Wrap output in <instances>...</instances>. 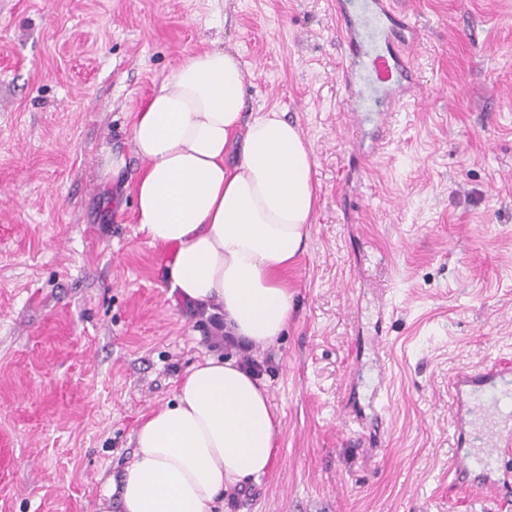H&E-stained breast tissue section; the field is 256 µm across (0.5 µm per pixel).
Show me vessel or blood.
Returning <instances> with one entry per match:
<instances>
[{"label": "vessel or blood", "mask_w": 512, "mask_h": 512, "mask_svg": "<svg viewBox=\"0 0 512 512\" xmlns=\"http://www.w3.org/2000/svg\"><path fill=\"white\" fill-rule=\"evenodd\" d=\"M371 7L389 23L383 35L393 45L390 54L370 55L347 0H336L337 31L346 50L340 77L343 103L346 111L361 112L363 103L354 86L367 69L376 81L390 85L387 109L394 112L415 95L411 66L415 29L397 0H372ZM448 396L455 406L449 473L458 483L479 485L483 492L512 495V468L503 464L512 457V367L494 363L459 369L448 378Z\"/></svg>", "instance_id": "b4317fda"}]
</instances>
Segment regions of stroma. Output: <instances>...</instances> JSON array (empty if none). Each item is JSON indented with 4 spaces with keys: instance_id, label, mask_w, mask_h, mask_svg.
Listing matches in <instances>:
<instances>
[{
    "instance_id": "1",
    "label": "stroma",
    "mask_w": 512,
    "mask_h": 512,
    "mask_svg": "<svg viewBox=\"0 0 512 512\" xmlns=\"http://www.w3.org/2000/svg\"><path fill=\"white\" fill-rule=\"evenodd\" d=\"M399 6L422 96L353 121L336 0H0V512H96L143 418L232 357L112 202L136 110L213 48L246 111L299 125L318 185L287 327L254 349L275 459L214 512H512L448 477L449 373L512 362V0Z\"/></svg>"
}]
</instances>
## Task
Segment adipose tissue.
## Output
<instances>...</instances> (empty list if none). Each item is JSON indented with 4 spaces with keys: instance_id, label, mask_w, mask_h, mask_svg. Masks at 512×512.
<instances>
[{
    "instance_id": "obj_1",
    "label": "adipose tissue",
    "mask_w": 512,
    "mask_h": 512,
    "mask_svg": "<svg viewBox=\"0 0 512 512\" xmlns=\"http://www.w3.org/2000/svg\"><path fill=\"white\" fill-rule=\"evenodd\" d=\"M131 154L109 152L116 177L143 164L132 190L151 244L169 248L168 282L223 314L256 344L280 336L292 295L280 275L302 253L315 211V159L284 113H245L243 71L221 49L185 59L137 110ZM280 421L266 390L232 360L208 358L172 403L136 430L134 460L98 512H210L220 493L272 465Z\"/></svg>"
}]
</instances>
